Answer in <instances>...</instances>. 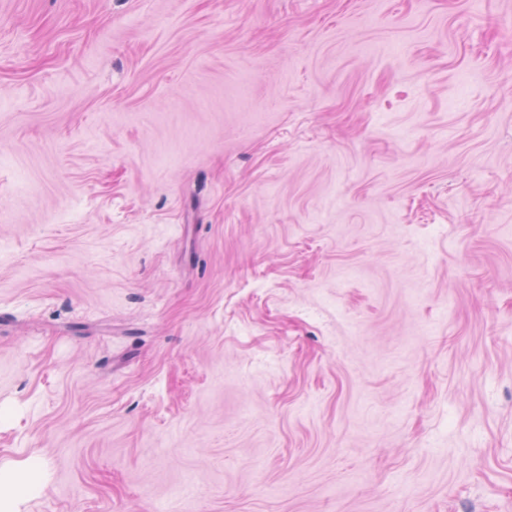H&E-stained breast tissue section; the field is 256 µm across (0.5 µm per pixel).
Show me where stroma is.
<instances>
[{"label": "stroma", "mask_w": 512, "mask_h": 512, "mask_svg": "<svg viewBox=\"0 0 512 512\" xmlns=\"http://www.w3.org/2000/svg\"><path fill=\"white\" fill-rule=\"evenodd\" d=\"M0 512H512V0H0Z\"/></svg>", "instance_id": "obj_1"}]
</instances>
